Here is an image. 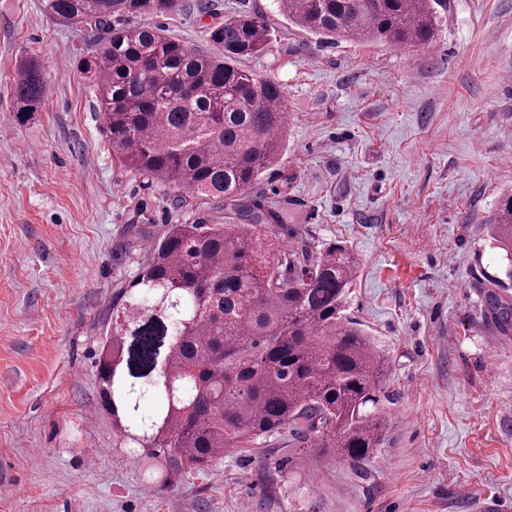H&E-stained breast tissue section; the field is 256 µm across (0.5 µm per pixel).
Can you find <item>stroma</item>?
Instances as JSON below:
<instances>
[{
  "mask_svg": "<svg viewBox=\"0 0 512 512\" xmlns=\"http://www.w3.org/2000/svg\"><path fill=\"white\" fill-rule=\"evenodd\" d=\"M145 16L207 50V27L261 14L244 68L282 84L278 166L253 191L285 204L312 249L360 258L347 310L388 358L384 443L360 466L273 440L201 471L149 478L112 429L97 364L112 299L146 251L128 226L186 224L122 170L77 71L87 33L39 0H0V512H512V324L488 304L489 224L512 190V0H443L439 37L400 51L321 42L277 0H183ZM37 55L46 104L11 87Z\"/></svg>",
  "mask_w": 512,
  "mask_h": 512,
  "instance_id": "35a3bbf8",
  "label": "stroma"
}]
</instances>
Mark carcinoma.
Masks as SVG:
<instances>
[{"mask_svg":"<svg viewBox=\"0 0 512 512\" xmlns=\"http://www.w3.org/2000/svg\"><path fill=\"white\" fill-rule=\"evenodd\" d=\"M50 19L86 27L94 49L80 73L116 161L206 207L150 246L135 279L118 289L98 362L106 410L124 444L153 471L202 470L226 448H249L283 430L288 442L363 463L384 440L394 404L388 363L346 313L358 257L341 243L312 250L285 240L283 207L249 193L278 165L287 118L282 85L239 65L264 52L271 32L250 12L208 27L203 54L135 22L179 10L181 0H40ZM440 0H279L300 30L334 43L412 50L438 29ZM41 65L25 59L12 84L23 120L42 111ZM492 237L504 251L489 280L512 286V194L500 199ZM137 390L139 400L132 401ZM158 402L145 413L140 401Z\"/></svg>","mask_w":512,"mask_h":512,"instance_id":"cac0c4a2","label":"carcinoma"}]
</instances>
